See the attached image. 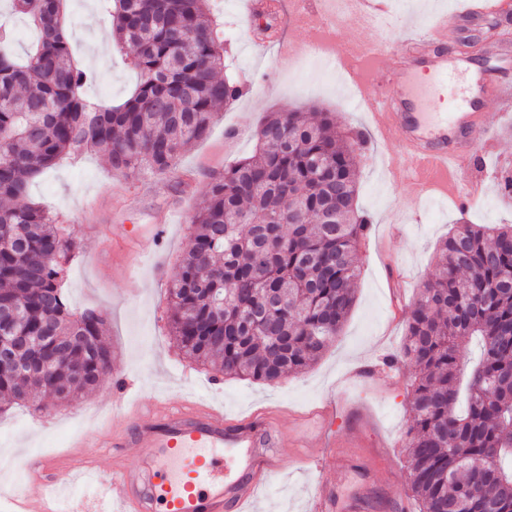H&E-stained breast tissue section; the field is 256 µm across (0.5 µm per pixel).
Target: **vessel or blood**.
I'll use <instances>...</instances> for the list:
<instances>
[{
    "label": "vessel or blood",
    "instance_id": "b4317fda",
    "mask_svg": "<svg viewBox=\"0 0 512 512\" xmlns=\"http://www.w3.org/2000/svg\"><path fill=\"white\" fill-rule=\"evenodd\" d=\"M447 34L444 16L426 29L406 28L392 50V68L378 71L376 82L358 83L371 125L384 142L397 145L400 164H412L423 180L459 170L470 148L488 141L478 100H462L450 110L439 105L455 76L447 59L427 48ZM345 54L374 60L382 48L354 37ZM335 412L327 405L295 415L291 445L281 449L276 442L280 407L228 421L223 407L194 397L176 406L163 397L147 408L130 404L111 443L136 449L137 468L116 465L102 494L80 498L52 479L57 457L19 459L30 478L13 500L14 512H224L228 505L234 512H250L261 487L258 474L277 470L282 457L322 460L337 473L347 471L351 456L343 450L344 440H323L313 448L303 438L307 428L322 430Z\"/></svg>",
    "mask_w": 512,
    "mask_h": 512
}]
</instances>
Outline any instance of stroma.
Here are the masks:
<instances>
[{
  "mask_svg": "<svg viewBox=\"0 0 512 512\" xmlns=\"http://www.w3.org/2000/svg\"><path fill=\"white\" fill-rule=\"evenodd\" d=\"M247 2L223 0L221 12L245 92L221 109L207 137L183 153L173 173L127 179L112 173L104 154L93 153L60 160L30 190L31 200L67 224L78 244L64 286L76 308L106 312L112 369L92 394L79 400L44 412L16 406L0 413V502L17 489L19 457L64 452L72 439L91 428L86 411L95 410L100 419L111 415L116 380L137 373L143 378L136 392L141 403H149L158 392L174 402L192 392L240 417L263 403L305 411L336 398L340 411L331 430L348 440L360 437L365 448L392 451L390 458L370 465L372 512H416L404 449L406 383L414 368L403 363L396 379L390 380L380 360L399 352L406 313L421 281L436 268L440 240L455 223L512 224V205L505 204L498 191L500 171L512 170V0H493V19L504 33L493 60L501 98L480 109L494 136L490 152L463 161L486 186L484 195L468 204L427 189L413 173H394L396 146L369 132L363 111L346 102L353 90L349 75L324 65H305L299 54L280 59L273 38L256 37ZM443 3L391 0L394 21L377 36L395 43L406 19L427 25L431 12ZM64 19L74 58L81 63L97 40L112 34V20L98 0H65ZM91 73L87 94L115 105L130 97L138 81L128 55L118 50L92 66ZM288 109L332 112L341 129L367 134L365 148L357 153L358 203L372 224L357 255L361 274L355 302L339 336L305 372L270 384L230 376L218 380L210 367L189 361L173 343L166 283L190 245L189 217L212 178L252 152L265 115ZM164 216L171 221L169 234L153 239L151 226ZM362 366L372 367L368 378L345 382L347 373ZM116 455L130 461L135 451L104 449L93 480L73 478L65 469L55 471L54 477L79 495H94L101 482L111 479ZM315 480L337 485L343 497L357 484L352 473L315 474L288 462L265 483L258 512H303L304 488Z\"/></svg>",
  "mask_w": 512,
  "mask_h": 512,
  "instance_id": "1",
  "label": "stroma"
}]
</instances>
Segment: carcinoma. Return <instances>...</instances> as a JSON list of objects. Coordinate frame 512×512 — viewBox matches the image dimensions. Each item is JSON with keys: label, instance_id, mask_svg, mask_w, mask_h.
<instances>
[{"label": "carcinoma", "instance_id": "cac0c4a2", "mask_svg": "<svg viewBox=\"0 0 512 512\" xmlns=\"http://www.w3.org/2000/svg\"><path fill=\"white\" fill-rule=\"evenodd\" d=\"M37 38L0 53V398L43 409L95 390L111 351L106 315L76 311L63 288L77 242L27 199L64 155L102 152L112 172L164 175L204 139L221 105L244 94L211 0H99L140 81L123 104L87 100L63 0H6ZM358 133L330 112H273L254 152L224 169L190 218L192 242L170 279L176 346L215 372L274 382L314 363L355 300ZM406 318L394 367L411 363L406 436L418 512H512V225L463 222ZM478 341L479 355L460 353ZM480 461L470 467L460 459Z\"/></svg>", "mask_w": 512, "mask_h": 512}]
</instances>
